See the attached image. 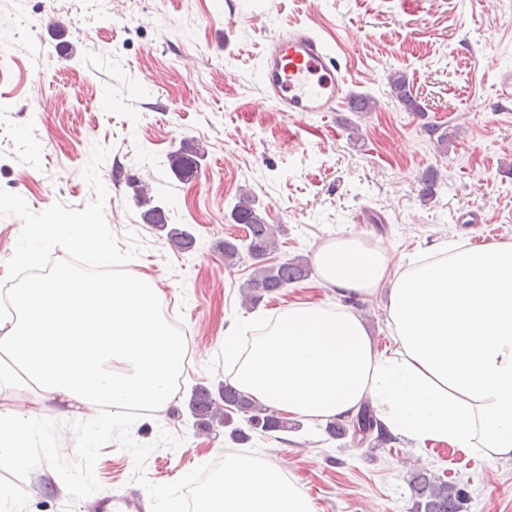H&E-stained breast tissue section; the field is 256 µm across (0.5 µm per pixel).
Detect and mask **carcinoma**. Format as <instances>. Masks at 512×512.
I'll list each match as a JSON object with an SVG mask.
<instances>
[{
	"mask_svg": "<svg viewBox=\"0 0 512 512\" xmlns=\"http://www.w3.org/2000/svg\"><path fill=\"white\" fill-rule=\"evenodd\" d=\"M391 96L411 112H424L425 108L413 95L406 75L400 71L389 77ZM350 106L354 112H374L378 101L365 94L351 98ZM202 157L200 148L191 140L182 143L180 149L169 157L172 172L182 178L194 177L198 168V159ZM235 224H243L247 229L246 239L226 238L218 243L224 255V264L233 267L248 258L253 266L251 277L243 285V297L246 302L255 305L265 297L281 292L284 288L307 279L312 269L306 259L294 257L277 265L267 264V255L273 252L278 243L275 225L268 223L263 211L256 206L255 199L248 194L240 195L238 202L230 212ZM143 220L166 231L169 243L176 249L189 252L194 249L195 238L186 230L168 227L164 210L151 206L143 213ZM188 409L195 419L196 428L211 430L216 425L231 428L230 437L240 444L250 440L251 434L271 436L275 433L298 429L301 422L290 420L276 411L224 384L218 394L206 387L196 389L188 402ZM243 415L248 431L232 426L231 413ZM325 433L336 439L349 435H360L371 439L377 446L387 445L394 436L377 419L375 410L368 403L361 412L347 422L332 421L325 425ZM412 505L410 512H462L467 501V492L458 484L446 481L428 471H415L408 479Z\"/></svg>",
	"mask_w": 512,
	"mask_h": 512,
	"instance_id": "obj_1",
	"label": "carcinoma"
}]
</instances>
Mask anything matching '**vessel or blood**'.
Wrapping results in <instances>:
<instances>
[{
	"label": "vessel or blood",
	"mask_w": 512,
	"mask_h": 512,
	"mask_svg": "<svg viewBox=\"0 0 512 512\" xmlns=\"http://www.w3.org/2000/svg\"><path fill=\"white\" fill-rule=\"evenodd\" d=\"M261 83L268 100L289 115L336 111L347 94L341 62L325 42L301 27L275 39L262 59ZM94 512H142L136 499H97Z\"/></svg>",
	"instance_id": "vessel-or-blood-1"
}]
</instances>
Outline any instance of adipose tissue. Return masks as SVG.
Here are the masks:
<instances>
[{
    "label": "adipose tissue",
    "mask_w": 512,
    "mask_h": 512,
    "mask_svg": "<svg viewBox=\"0 0 512 512\" xmlns=\"http://www.w3.org/2000/svg\"><path fill=\"white\" fill-rule=\"evenodd\" d=\"M112 259L93 212L28 228ZM313 262L334 304H293L225 354L228 383L277 412L311 423L353 416L371 401L384 425L421 448L447 444L488 461L512 459V243H451L393 262L362 236L329 240ZM383 295L393 350H377L348 304ZM162 292L142 274L90 279L66 268L0 300V391L25 383L48 401L84 408L163 410L185 344L160 315Z\"/></svg>",
    "instance_id": "obj_1"
}]
</instances>
